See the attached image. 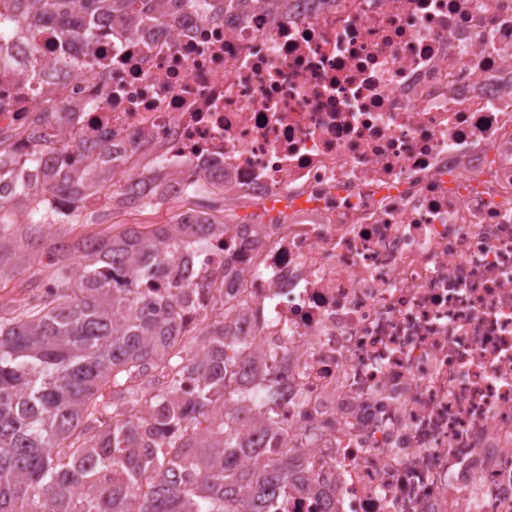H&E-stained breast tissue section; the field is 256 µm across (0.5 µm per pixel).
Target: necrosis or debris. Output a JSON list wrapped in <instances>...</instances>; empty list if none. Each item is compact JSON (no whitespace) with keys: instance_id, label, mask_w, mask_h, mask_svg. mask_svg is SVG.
I'll return each instance as SVG.
<instances>
[{"instance_id":"1","label":"necrosis or debris","mask_w":512,"mask_h":512,"mask_svg":"<svg viewBox=\"0 0 512 512\" xmlns=\"http://www.w3.org/2000/svg\"><path fill=\"white\" fill-rule=\"evenodd\" d=\"M221 8L91 49L32 29L51 67L0 69V194L31 181L53 221L254 203L165 281L224 276L239 431L314 483L266 512H512V0Z\"/></svg>"}]
</instances>
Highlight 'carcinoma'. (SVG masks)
Segmentation results:
<instances>
[{"label": "carcinoma", "instance_id": "1", "mask_svg": "<svg viewBox=\"0 0 512 512\" xmlns=\"http://www.w3.org/2000/svg\"><path fill=\"white\" fill-rule=\"evenodd\" d=\"M0 0V42H22L42 24L92 47L124 24L140 0ZM30 56L29 83L46 74ZM39 189L20 184L0 211L18 212L37 242ZM228 222L171 219L129 227L109 240L57 243L52 286L28 309L0 317V512H262L288 481L284 459L239 438L235 359L224 353V319L189 324L177 288H143ZM22 256L0 220V276ZM180 336L194 348L184 351Z\"/></svg>", "mask_w": 512, "mask_h": 512}]
</instances>
